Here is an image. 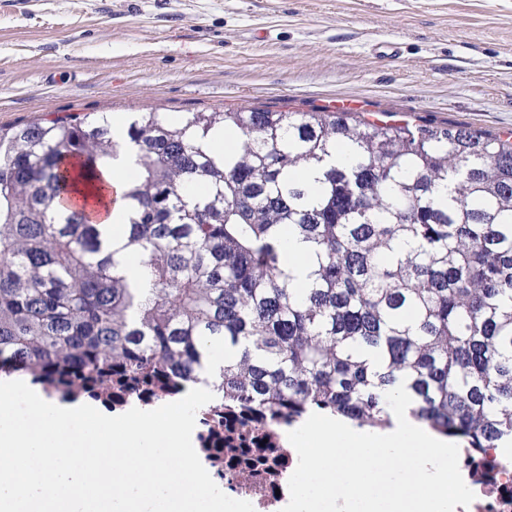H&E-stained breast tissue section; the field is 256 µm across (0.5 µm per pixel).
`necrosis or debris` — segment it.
Segmentation results:
<instances>
[{"label": "necrosis or debris", "instance_id": "4bbe7bcc", "mask_svg": "<svg viewBox=\"0 0 512 512\" xmlns=\"http://www.w3.org/2000/svg\"><path fill=\"white\" fill-rule=\"evenodd\" d=\"M187 385H160L142 392L121 383L88 388L81 382H54L53 396L90 399L104 409L122 413L134 407L157 408L181 399ZM288 417L271 416L249 403L212 401L196 413L194 435L200 460L212 479L231 498L250 502L255 512H281L288 480L297 466L284 441ZM459 469L475 499L463 512H512V456L488 450L463 454Z\"/></svg>", "mask_w": 512, "mask_h": 512}]
</instances>
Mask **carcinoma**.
Returning <instances> with one entry per match:
<instances>
[{
	"mask_svg": "<svg viewBox=\"0 0 512 512\" xmlns=\"http://www.w3.org/2000/svg\"><path fill=\"white\" fill-rule=\"evenodd\" d=\"M123 150L109 246L67 201L96 199ZM221 346L241 349L212 367L226 404L383 428L403 382L412 416L463 449L512 443V144L257 107L0 126V365L190 383Z\"/></svg>",
	"mask_w": 512,
	"mask_h": 512,
	"instance_id": "carcinoma-1",
	"label": "carcinoma"
}]
</instances>
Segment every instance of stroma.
Returning <instances> with one entry per match:
<instances>
[{"label": "stroma", "mask_w": 512, "mask_h": 512, "mask_svg": "<svg viewBox=\"0 0 512 512\" xmlns=\"http://www.w3.org/2000/svg\"><path fill=\"white\" fill-rule=\"evenodd\" d=\"M264 106L512 141V0H0V125Z\"/></svg>", "instance_id": "stroma-1"}]
</instances>
